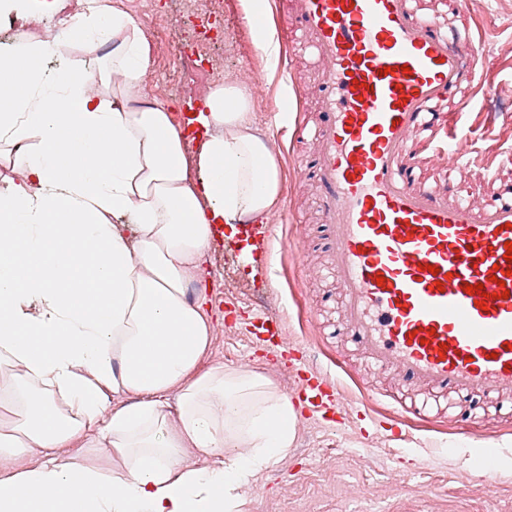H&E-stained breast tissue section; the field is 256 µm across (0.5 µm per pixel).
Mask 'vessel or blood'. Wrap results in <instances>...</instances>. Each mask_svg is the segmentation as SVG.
I'll list each match as a JSON object with an SVG mask.
<instances>
[{"label":"vessel or blood","instance_id":"vessel-or-blood-1","mask_svg":"<svg viewBox=\"0 0 512 512\" xmlns=\"http://www.w3.org/2000/svg\"><path fill=\"white\" fill-rule=\"evenodd\" d=\"M291 2L275 39L308 50L321 71L316 150L301 174L330 229L324 272L336 281V324L366 366L488 410L512 396V181L452 201L447 177L424 179L416 157L460 168L463 150L446 149L449 115L475 93L494 96L502 62L483 38L449 42L445 24L414 0ZM273 116L304 139L290 106ZM476 284L481 306L467 292ZM284 328L280 316L251 323L252 335L274 337L280 358L292 349ZM296 375L312 412L343 414L329 374Z\"/></svg>","mask_w":512,"mask_h":512}]
</instances>
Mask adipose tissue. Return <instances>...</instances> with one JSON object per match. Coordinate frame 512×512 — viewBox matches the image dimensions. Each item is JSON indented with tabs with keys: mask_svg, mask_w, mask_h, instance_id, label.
<instances>
[{
	"mask_svg": "<svg viewBox=\"0 0 512 512\" xmlns=\"http://www.w3.org/2000/svg\"><path fill=\"white\" fill-rule=\"evenodd\" d=\"M85 3L81 39L112 48L97 81L45 74L58 33L20 31L0 58V143L24 171L0 186V389L23 412L0 418V447L41 457L0 474V512H245L299 414L262 374L199 371L211 324L192 284L214 226L234 238L277 202L276 158L230 83L206 96L188 153L170 113L131 95L152 61L138 23ZM108 390L136 400L108 406ZM78 438L86 451L61 456ZM186 448L215 466L181 464Z\"/></svg>",
	"mask_w": 512,
	"mask_h": 512,
	"instance_id": "1",
	"label": "adipose tissue"
}]
</instances>
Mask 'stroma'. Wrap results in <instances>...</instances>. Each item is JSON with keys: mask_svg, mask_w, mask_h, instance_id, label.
Returning a JSON list of instances; mask_svg holds the SVG:
<instances>
[{"mask_svg": "<svg viewBox=\"0 0 512 512\" xmlns=\"http://www.w3.org/2000/svg\"><path fill=\"white\" fill-rule=\"evenodd\" d=\"M133 17L152 48V64L141 88L173 118L199 106L213 84L246 85L255 126L271 138L270 111L286 89L278 77V58L261 50L240 0H223L222 34L202 70L181 67L168 55L169 46L185 36L184 14L203 12L207 0H111ZM479 22L486 32V51L499 56L512 51V0H467L465 15L451 16L450 30ZM497 95L474 97L468 111L452 115L450 129L467 139L474 155L488 148L512 153V67L494 76ZM281 194L262 218L270 230L269 264L264 274L270 288L259 297L249 268L239 265L229 244H212L201 282L212 313L210 346L200 368L224 365L268 377L279 392L298 386L295 374L270 364L267 348L249 332L252 312L285 313L289 338L307 346L305 363L328 372L344 396H370L377 416L398 412L400 380L393 372L377 373L347 349L332 314L315 311L318 295L330 288L323 277L320 243L328 234L320 224L310 191L287 156L277 158ZM492 424L455 425L434 418L414 426L413 444L398 437V426L373 432L371 422L347 416L334 423L320 416H299L296 439L283 457L246 487L248 512H512V473L484 478L475 471L471 448L494 441L512 445V404L491 409ZM432 441L445 455L430 461L422 444Z\"/></svg>", "mask_w": 512, "mask_h": 512, "instance_id": "35a3bbf8", "label": "stroma"}]
</instances>
